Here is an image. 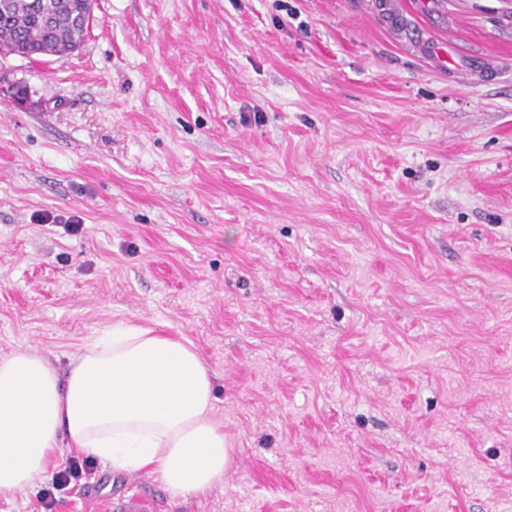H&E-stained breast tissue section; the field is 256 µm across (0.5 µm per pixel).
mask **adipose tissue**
Segmentation results:
<instances>
[{
	"label": "adipose tissue",
	"instance_id": "adipose-tissue-1",
	"mask_svg": "<svg viewBox=\"0 0 512 512\" xmlns=\"http://www.w3.org/2000/svg\"><path fill=\"white\" fill-rule=\"evenodd\" d=\"M65 451L149 472L176 497L222 485L234 458L193 343L132 326L84 343L64 376L27 349L0 356V497L44 481Z\"/></svg>",
	"mask_w": 512,
	"mask_h": 512
}]
</instances>
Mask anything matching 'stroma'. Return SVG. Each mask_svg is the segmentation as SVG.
Returning a JSON list of instances; mask_svg holds the SVG:
<instances>
[{"instance_id":"stroma-1","label":"stroma","mask_w":512,"mask_h":512,"mask_svg":"<svg viewBox=\"0 0 512 512\" xmlns=\"http://www.w3.org/2000/svg\"><path fill=\"white\" fill-rule=\"evenodd\" d=\"M94 16L0 57V355L185 337L235 460L175 497L60 457L0 512H512V0ZM154 504L145 497L124 496L104 505L105 512H152Z\"/></svg>"}]
</instances>
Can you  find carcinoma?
Returning <instances> with one entry per match:
<instances>
[{
    "mask_svg": "<svg viewBox=\"0 0 512 512\" xmlns=\"http://www.w3.org/2000/svg\"><path fill=\"white\" fill-rule=\"evenodd\" d=\"M87 0H0V48L34 57L74 51L90 28Z\"/></svg>",
    "mask_w": 512,
    "mask_h": 512,
    "instance_id": "cac0c4a2",
    "label": "carcinoma"
}]
</instances>
